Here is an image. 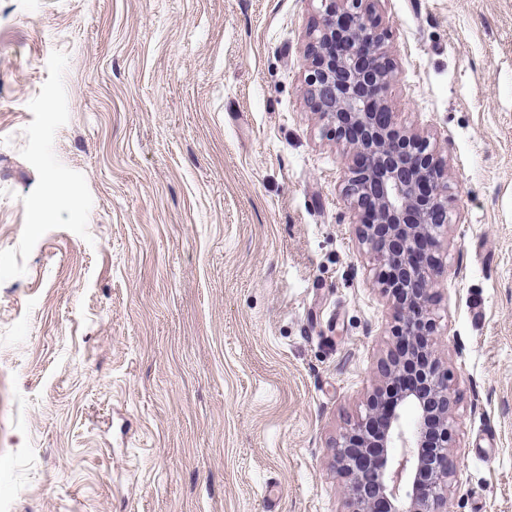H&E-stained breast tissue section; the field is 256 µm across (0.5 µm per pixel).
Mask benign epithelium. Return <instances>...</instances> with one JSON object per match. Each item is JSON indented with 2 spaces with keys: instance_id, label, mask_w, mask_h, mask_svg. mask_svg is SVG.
Segmentation results:
<instances>
[{
  "instance_id": "7a95c632",
  "label": "benign epithelium",
  "mask_w": 512,
  "mask_h": 512,
  "mask_svg": "<svg viewBox=\"0 0 512 512\" xmlns=\"http://www.w3.org/2000/svg\"><path fill=\"white\" fill-rule=\"evenodd\" d=\"M318 2L305 77L310 104L351 155L343 192L354 210L374 214L356 225V237L393 300L395 322L393 346L377 366L381 384L333 445L342 494L349 512H451L456 389L434 311L452 223L445 160L427 138L391 126L376 0ZM399 377L406 385L384 413L379 400Z\"/></svg>"
}]
</instances>
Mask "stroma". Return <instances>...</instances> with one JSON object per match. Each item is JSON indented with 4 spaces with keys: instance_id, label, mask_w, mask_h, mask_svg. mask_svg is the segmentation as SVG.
<instances>
[{
    "instance_id": "stroma-1",
    "label": "stroma",
    "mask_w": 512,
    "mask_h": 512,
    "mask_svg": "<svg viewBox=\"0 0 512 512\" xmlns=\"http://www.w3.org/2000/svg\"><path fill=\"white\" fill-rule=\"evenodd\" d=\"M316 0H0V512H347L391 345ZM448 160L453 512H512V0H378ZM68 195L54 198L48 182Z\"/></svg>"
}]
</instances>
